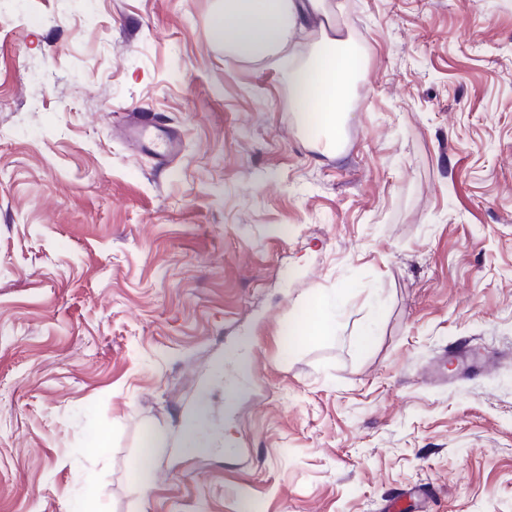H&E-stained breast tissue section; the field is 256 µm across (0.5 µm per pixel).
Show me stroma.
I'll use <instances>...</instances> for the list:
<instances>
[{
  "instance_id": "stroma-1",
  "label": "stroma",
  "mask_w": 512,
  "mask_h": 512,
  "mask_svg": "<svg viewBox=\"0 0 512 512\" xmlns=\"http://www.w3.org/2000/svg\"><path fill=\"white\" fill-rule=\"evenodd\" d=\"M328 2L336 152L293 116L312 37L0 0V512H512V0ZM152 128L157 129L143 117H139L129 128V139L142 151L153 153L165 160L178 152L179 140L173 132L163 135L153 134ZM333 326L329 320L324 317L321 313H317L315 316L305 319L303 322L300 321L296 326L289 327V336H311L319 335L321 333L332 330Z\"/></svg>"
}]
</instances>
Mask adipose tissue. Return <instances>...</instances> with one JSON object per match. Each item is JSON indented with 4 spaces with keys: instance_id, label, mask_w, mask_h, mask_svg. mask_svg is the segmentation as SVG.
<instances>
[{
    "instance_id": "ef3b65f1",
    "label": "adipose tissue",
    "mask_w": 512,
    "mask_h": 512,
    "mask_svg": "<svg viewBox=\"0 0 512 512\" xmlns=\"http://www.w3.org/2000/svg\"><path fill=\"white\" fill-rule=\"evenodd\" d=\"M320 32L312 58L292 67L290 80L301 83L295 95L296 118L305 124L320 121L329 142L341 138L343 105L358 57L347 39L338 37L328 16L326 0H225L213 22L211 36L247 59L281 50L292 33L305 24Z\"/></svg>"
}]
</instances>
